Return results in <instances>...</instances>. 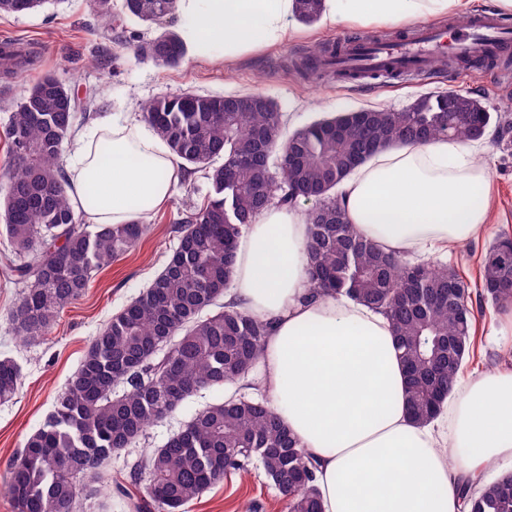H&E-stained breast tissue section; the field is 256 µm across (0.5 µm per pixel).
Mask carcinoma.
Wrapping results in <instances>:
<instances>
[{
  "label": "carcinoma",
  "mask_w": 512,
  "mask_h": 512,
  "mask_svg": "<svg viewBox=\"0 0 512 512\" xmlns=\"http://www.w3.org/2000/svg\"><path fill=\"white\" fill-rule=\"evenodd\" d=\"M48 0H0V14L35 11ZM324 0H295L298 21L311 24ZM175 0H122L116 19L155 25L137 41L136 57L175 68L185 55L176 31L164 28ZM348 42L317 44L291 59L305 80L346 82L394 79L390 63L378 73L333 69ZM37 57L17 44H0V81L9 83L34 67ZM253 106L239 109L222 96L190 91L166 94L140 105L142 115L185 164L205 171L207 198L182 213L179 242L162 273L97 334L73 381L60 392L44 424L5 468V489L15 512H79L114 490L104 471L112 453L136 444L147 428L175 411L202 388L245 377L261 355L270 323L242 309L213 310L233 279L242 233L272 206L313 197L308 211L311 288L319 296L345 295L380 310L391 322L405 366L408 413L418 424L432 421L454 390L474 346L471 294L497 308H512V237L488 246L480 289L450 265L425 262L405 267L344 221L338 185L357 156L390 144L430 139L478 140L492 115L469 94L428 93L400 110L369 108L315 120L287 133L284 112L253 93ZM79 109L71 87L46 74L23 91L8 135L11 166L0 190V219L14 255L3 264L24 287L12 325L24 342L44 336L58 315L82 295L95 272L133 249L143 224H107L95 230L78 222L63 171L64 141L75 132ZM20 369L0 358V402L15 395ZM126 389L115 394L117 384ZM256 459L288 500V512H321L314 485L315 461L291 437L266 404L234 398L198 412L178 433L152 451L134 478L147 473L135 512H182L224 476ZM465 512H512V472L479 484L457 486Z\"/></svg>",
  "instance_id": "1"
}]
</instances>
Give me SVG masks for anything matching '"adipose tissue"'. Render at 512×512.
<instances>
[{"label":"adipose tissue","instance_id":"ef3b65f1","mask_svg":"<svg viewBox=\"0 0 512 512\" xmlns=\"http://www.w3.org/2000/svg\"><path fill=\"white\" fill-rule=\"evenodd\" d=\"M471 0H324L322 22L368 27L448 14ZM189 55L230 63L293 38V0H176ZM183 172L167 143L115 116L74 142L70 201L90 224L148 222ZM347 223L400 256H428L488 224L486 170L448 139L380 149L339 185ZM303 209H265L235 257L231 301L270 322L257 385L316 461L323 512H460L456 472L512 460V371L464 383L424 425L407 412L391 324L346 297H312Z\"/></svg>","mask_w":512,"mask_h":512}]
</instances>
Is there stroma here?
<instances>
[{
    "label": "stroma",
    "instance_id": "stroma-1",
    "mask_svg": "<svg viewBox=\"0 0 512 512\" xmlns=\"http://www.w3.org/2000/svg\"><path fill=\"white\" fill-rule=\"evenodd\" d=\"M107 23V17L92 0H58L34 12L0 16V43L20 42L34 47L41 56L38 69L23 73L10 85H0V188L10 173L11 114L23 88L49 71L65 80L75 93L94 94V104L80 124L84 130L114 116L139 117L138 103L183 90L213 96L265 94L288 113V128L292 131L341 110L370 106L401 109L425 94L454 90L481 99L497 119L480 140V156L490 178L495 206L481 234L462 246L433 254L432 259L453 266L473 285L489 243L500 233L512 234V88H506L505 78L495 71L474 78L446 68L416 80L401 78L371 85L333 80L310 83L287 67V59L312 45L333 43L358 33L353 26L327 27L319 23L302 27L286 43L244 56L229 68L189 56L179 67L168 68L135 57L134 38L149 35L144 25L128 21V37L118 42L106 33ZM209 188L201 172L180 182L154 213L138 245L110 267L97 271L82 296L59 314L40 342L26 343L14 335L11 317L22 287L0 274V357L12 358L21 369L16 394L0 403V473L49 416L56 395L76 375L92 338L163 270L179 238L176 220L180 212L202 203ZM475 317L482 346L464 372L468 381L512 367V335L499 333L502 316L486 302L476 308ZM228 394L254 400L262 397L251 374L222 387L199 390L169 417L152 425L139 444L113 454L108 465L113 481L127 482L131 466L142 460L145 449L161 447L196 413L223 402ZM184 512H287V502L254 461L246 471L228 474L224 481L188 502Z\"/></svg>",
    "mask_w": 512,
    "mask_h": 512
}]
</instances>
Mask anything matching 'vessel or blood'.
I'll return each instance as SVG.
<instances>
[{
    "label": "vessel or blood",
    "mask_w": 512,
    "mask_h": 512,
    "mask_svg": "<svg viewBox=\"0 0 512 512\" xmlns=\"http://www.w3.org/2000/svg\"><path fill=\"white\" fill-rule=\"evenodd\" d=\"M412 39L393 47L370 43L353 52L350 66L374 69L386 59H398L402 71L412 75L422 72L427 60L451 53L468 58L474 74H483L486 65L500 58L503 47L512 44V24L493 14L473 16L465 25L433 27L418 25Z\"/></svg>",
    "instance_id": "b4317fda"
}]
</instances>
